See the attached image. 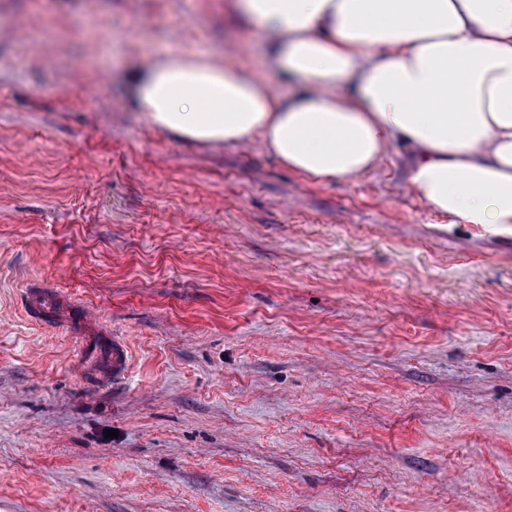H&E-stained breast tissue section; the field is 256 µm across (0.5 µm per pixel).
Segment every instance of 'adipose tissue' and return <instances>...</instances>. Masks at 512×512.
<instances>
[{
    "instance_id": "1",
    "label": "adipose tissue",
    "mask_w": 512,
    "mask_h": 512,
    "mask_svg": "<svg viewBox=\"0 0 512 512\" xmlns=\"http://www.w3.org/2000/svg\"><path fill=\"white\" fill-rule=\"evenodd\" d=\"M271 79L208 53L141 59L129 94L200 144L260 143L313 180L372 173L389 149L428 209L512 231V0H229Z\"/></svg>"
}]
</instances>
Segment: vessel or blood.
Listing matches in <instances>:
<instances>
[{"label": "vessel or blood", "instance_id": "b4317fda", "mask_svg": "<svg viewBox=\"0 0 512 512\" xmlns=\"http://www.w3.org/2000/svg\"><path fill=\"white\" fill-rule=\"evenodd\" d=\"M24 311L30 321L43 327L66 324L69 329L81 325V318L72 317V310L78 309L76 296H63L61 291L50 285L34 284L26 288L23 296ZM73 363L80 373L98 384L122 382L130 367V348L124 337L111 330H102L95 352H88L84 346H77Z\"/></svg>", "mask_w": 512, "mask_h": 512}]
</instances>
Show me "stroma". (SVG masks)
I'll list each match as a JSON object with an SVG mask.
<instances>
[{"mask_svg":"<svg viewBox=\"0 0 512 512\" xmlns=\"http://www.w3.org/2000/svg\"><path fill=\"white\" fill-rule=\"evenodd\" d=\"M224 2L0 0V512H512V234L427 209L397 147L315 182L155 127L136 55L262 73ZM31 283L128 339L122 384ZM24 311L30 321L43 327H56L64 323L72 331L83 323L81 315L65 319V312L80 308L75 294L62 295L58 288L50 285L32 284L26 288L23 296ZM77 312V311H76Z\"/></svg>","mask_w":512,"mask_h":512,"instance_id":"stroma-1","label":"stroma"}]
</instances>
